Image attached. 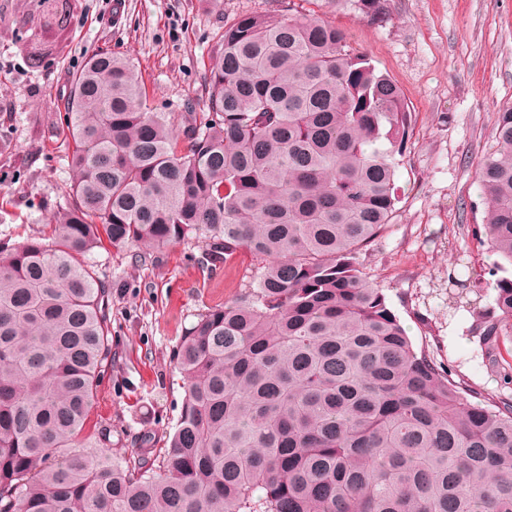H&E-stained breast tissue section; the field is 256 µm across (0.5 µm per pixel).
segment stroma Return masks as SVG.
<instances>
[{"instance_id": "obj_1", "label": "stroma", "mask_w": 512, "mask_h": 512, "mask_svg": "<svg viewBox=\"0 0 512 512\" xmlns=\"http://www.w3.org/2000/svg\"><path fill=\"white\" fill-rule=\"evenodd\" d=\"M286 4L294 15L334 21L401 89L415 123L397 158L399 201L391 224L362 251V274L382 290L415 350L495 400L500 380L473 333L474 310L449 299L448 277L485 296L495 276H512L473 233L485 216L478 164L495 148L497 112L512 106V0H391L378 24L327 0H79L68 34L36 66L21 23L31 0H0V242L23 243L65 200L67 147L57 122L87 57H127L155 111L197 112L225 23ZM92 260L109 285L113 360L91 421L111 425L108 453L119 458L139 452L142 434L172 431L184 392L171 351L200 309L241 292L252 260L241 255L210 271L202 246L183 244L143 262L133 247Z\"/></svg>"}]
</instances>
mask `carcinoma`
I'll return each mask as SVG.
<instances>
[{
	"instance_id": "cac0c4a2",
	"label": "carcinoma",
	"mask_w": 512,
	"mask_h": 512,
	"mask_svg": "<svg viewBox=\"0 0 512 512\" xmlns=\"http://www.w3.org/2000/svg\"><path fill=\"white\" fill-rule=\"evenodd\" d=\"M372 22L391 0H334ZM73 0H53L64 33ZM34 61L49 41L22 19ZM59 131L65 204L0 242V512H512V390L471 401L416 352L359 255L398 202L413 115L397 84L319 17L224 25L204 111H153L136 67L92 54ZM480 163L484 233L512 265V107ZM197 241L212 267L258 262L172 350L184 397L155 453L109 458L85 435L112 368L109 285L90 256ZM476 310L488 366L512 385V278Z\"/></svg>"
}]
</instances>
